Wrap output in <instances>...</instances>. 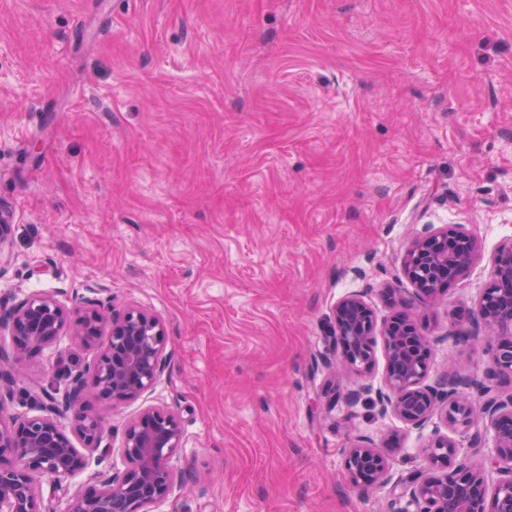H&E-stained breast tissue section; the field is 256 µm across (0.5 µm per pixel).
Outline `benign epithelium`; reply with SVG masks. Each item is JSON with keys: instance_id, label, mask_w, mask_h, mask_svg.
Returning a JSON list of instances; mask_svg holds the SVG:
<instances>
[{"instance_id": "benign-epithelium-1", "label": "benign epithelium", "mask_w": 512, "mask_h": 512, "mask_svg": "<svg viewBox=\"0 0 512 512\" xmlns=\"http://www.w3.org/2000/svg\"><path fill=\"white\" fill-rule=\"evenodd\" d=\"M481 251L480 242L463 226L453 232L431 230L415 237L405 256V271L421 300H433L445 283L466 277ZM334 348L352 369L371 372L372 339L384 338L387 369L382 386L367 384L348 394L353 405L375 392L381 412L415 428L427 426L445 409L450 429L473 430L470 447L450 435L434 433L422 449L429 465L455 463L443 476L423 471L394 476L371 439L346 449V472L355 486H391L408 497L401 512H512V239L492 258V281L480 296L474 325L489 333L490 372L486 379L454 373L424 384L431 352L429 339L396 318L378 326L361 291L342 296L331 308ZM0 328L13 336L14 349L0 351V512H54L37 477L47 476L58 490L62 481L101 465L119 454L124 466L93 473V485L74 492L67 512H154L183 482L171 458L183 447L178 412L148 406L126 423L120 448H112V429L102 416L86 412L82 392L90 387L117 406L140 400L161 381L169 364L165 327L156 314L134 306L116 310L110 298H86L68 308L59 292L31 291L0 314ZM107 343L82 373L22 390V402L37 414L8 413L15 365L32 351H59L64 338ZM80 445H75V442Z\"/></svg>"}]
</instances>
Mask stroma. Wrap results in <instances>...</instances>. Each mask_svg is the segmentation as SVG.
<instances>
[{"label": "stroma", "instance_id": "1", "mask_svg": "<svg viewBox=\"0 0 512 512\" xmlns=\"http://www.w3.org/2000/svg\"><path fill=\"white\" fill-rule=\"evenodd\" d=\"M0 299L104 289L165 324L147 401L179 412L185 472L156 512H385L345 450L425 468L418 430L326 366L333 304L365 291L431 341L426 383L485 375L473 331L512 238V0H0ZM464 225L481 256L432 302L404 260ZM95 345L30 354L25 385Z\"/></svg>", "mask_w": 512, "mask_h": 512}]
</instances>
